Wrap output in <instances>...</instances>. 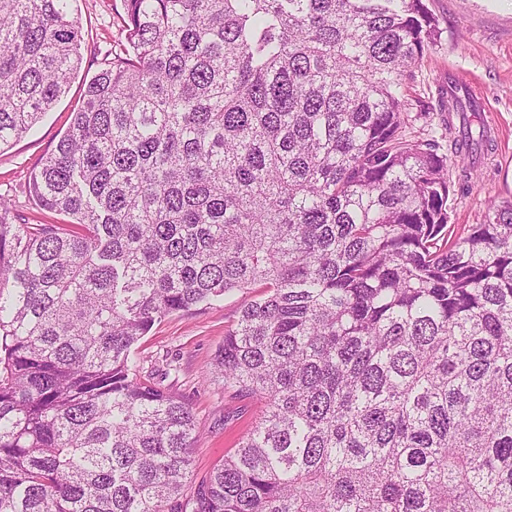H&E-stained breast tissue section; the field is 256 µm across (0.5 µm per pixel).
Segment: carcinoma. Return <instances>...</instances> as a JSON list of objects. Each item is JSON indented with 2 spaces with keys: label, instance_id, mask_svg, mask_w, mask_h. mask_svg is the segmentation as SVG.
Wrapping results in <instances>:
<instances>
[{
  "label": "carcinoma",
  "instance_id": "cac0c4a2",
  "mask_svg": "<svg viewBox=\"0 0 512 512\" xmlns=\"http://www.w3.org/2000/svg\"><path fill=\"white\" fill-rule=\"evenodd\" d=\"M72 2L0 0V146L80 69ZM124 3L29 184L71 222L0 198V512H512V203L448 224L457 86L448 152L407 137L426 0ZM235 292L214 369L263 411L198 481L135 349Z\"/></svg>",
  "mask_w": 512,
  "mask_h": 512
}]
</instances>
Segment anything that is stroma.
I'll return each mask as SVG.
<instances>
[{
    "instance_id": "stroma-1",
    "label": "stroma",
    "mask_w": 512,
    "mask_h": 512,
    "mask_svg": "<svg viewBox=\"0 0 512 512\" xmlns=\"http://www.w3.org/2000/svg\"><path fill=\"white\" fill-rule=\"evenodd\" d=\"M427 4L439 36L408 84L413 118L406 134L447 146L449 80L478 87L477 120L487 128L490 144L468 189L451 193L448 213L451 223L479 224L489 204L512 202V0H427ZM72 13L82 34L78 75L37 124L0 147V198L21 223H67V216L35 205L29 176L67 130L88 81L124 42V0H74ZM240 303V295L230 294L192 313L170 316L136 346L142 377L185 400L195 412L200 439L192 459L198 479L235 449L239 437L261 415L257 399L225 393L224 381L213 366Z\"/></svg>"
}]
</instances>
